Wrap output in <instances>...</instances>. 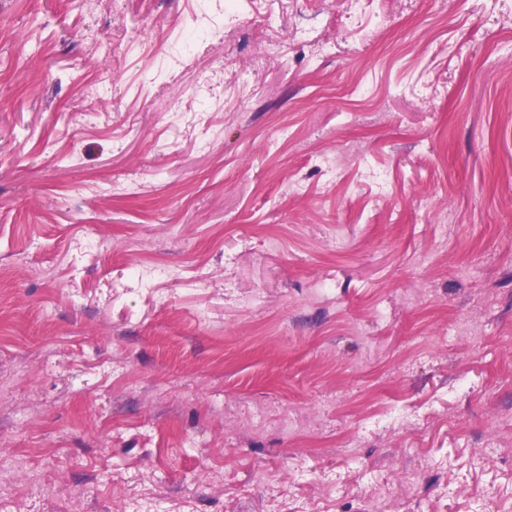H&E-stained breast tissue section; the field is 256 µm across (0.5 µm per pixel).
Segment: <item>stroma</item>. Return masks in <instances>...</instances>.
Returning <instances> with one entry per match:
<instances>
[{
	"label": "stroma",
	"mask_w": 512,
	"mask_h": 512,
	"mask_svg": "<svg viewBox=\"0 0 512 512\" xmlns=\"http://www.w3.org/2000/svg\"><path fill=\"white\" fill-rule=\"evenodd\" d=\"M0 479L512 505V0H0Z\"/></svg>",
	"instance_id": "stroma-1"
}]
</instances>
